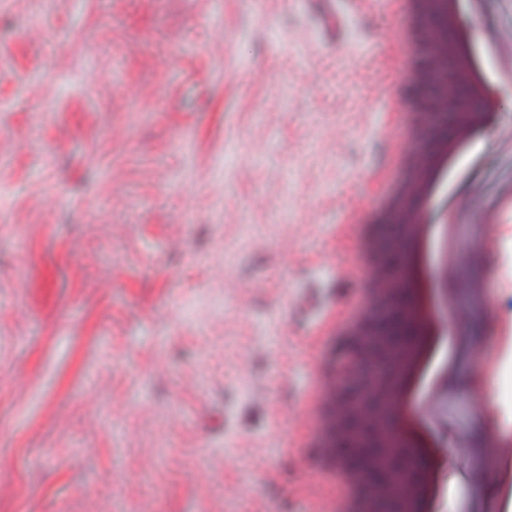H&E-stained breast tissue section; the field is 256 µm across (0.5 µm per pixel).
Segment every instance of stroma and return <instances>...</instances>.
<instances>
[{
    "label": "stroma",
    "instance_id": "stroma-1",
    "mask_svg": "<svg viewBox=\"0 0 512 512\" xmlns=\"http://www.w3.org/2000/svg\"><path fill=\"white\" fill-rule=\"evenodd\" d=\"M494 121L448 178L463 273L429 426L437 512L475 495L467 380L511 339L512 0H468ZM0 0V512H312L296 438L320 320L366 287L338 240L382 161L389 0ZM512 433V361L480 388ZM240 490L224 498L225 485Z\"/></svg>",
    "mask_w": 512,
    "mask_h": 512
}]
</instances>
